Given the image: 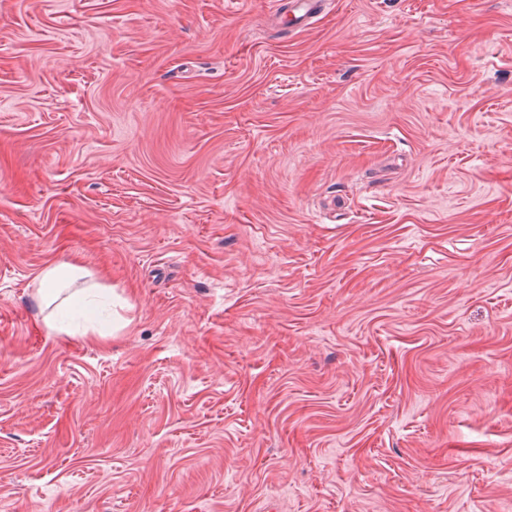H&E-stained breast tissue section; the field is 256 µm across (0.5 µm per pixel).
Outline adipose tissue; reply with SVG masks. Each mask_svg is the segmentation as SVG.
<instances>
[{
  "label": "adipose tissue",
  "mask_w": 512,
  "mask_h": 512,
  "mask_svg": "<svg viewBox=\"0 0 512 512\" xmlns=\"http://www.w3.org/2000/svg\"><path fill=\"white\" fill-rule=\"evenodd\" d=\"M88 275L85 267L69 263L48 264L36 275L35 299L46 312L44 323L49 330L69 333L79 325L84 332L105 335L101 312L107 291L98 286L81 287V280Z\"/></svg>",
  "instance_id": "1"
}]
</instances>
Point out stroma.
I'll use <instances>...</instances> for the list:
<instances>
[{"mask_svg":"<svg viewBox=\"0 0 512 512\" xmlns=\"http://www.w3.org/2000/svg\"><path fill=\"white\" fill-rule=\"evenodd\" d=\"M287 3L0 0V512H512V0ZM90 275L85 267L69 263H50L36 275L35 299L38 306L42 311L53 306L52 311L44 316L49 330L71 333L75 325L82 324L84 334L108 336L101 312L110 288L79 287L78 282Z\"/></svg>","mask_w":512,"mask_h":512,"instance_id":"stroma-1","label":"stroma"}]
</instances>
